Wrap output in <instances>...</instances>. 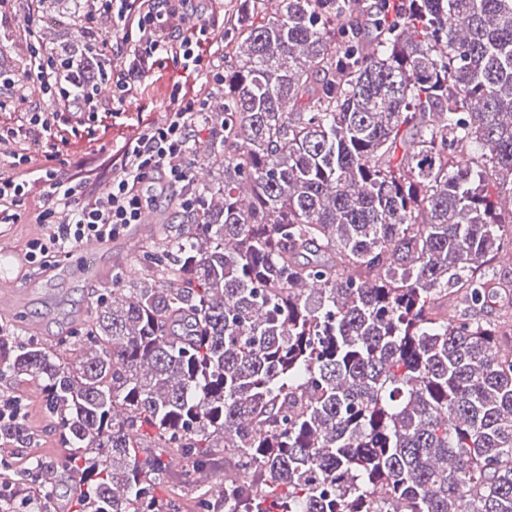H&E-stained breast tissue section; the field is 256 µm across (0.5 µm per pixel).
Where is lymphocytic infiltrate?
Returning a JSON list of instances; mask_svg holds the SVG:
<instances>
[{
  "label": "lymphocytic infiltrate",
  "mask_w": 512,
  "mask_h": 512,
  "mask_svg": "<svg viewBox=\"0 0 512 512\" xmlns=\"http://www.w3.org/2000/svg\"><path fill=\"white\" fill-rule=\"evenodd\" d=\"M189 2L81 0L82 52L73 58L43 41L37 24L43 0H30L22 35L30 67L19 82L40 104L21 123H0V157L10 164L9 172H0V224L18 223L32 190L19 176L32 161L25 142L42 141L49 162L42 177L47 201L36 216L43 231L23 256L29 268L46 270L73 248L111 240L141 223L157 200H172L177 188L186 187L192 134L210 112L215 93L224 89V60L203 56L208 30ZM164 55L201 71L204 92L181 98L175 110L140 126L123 147L120 172L103 188L87 189L78 178L61 180L52 162L68 143V128L100 126L103 99L124 105Z\"/></svg>",
  "instance_id": "lymphocytic-infiltrate-1"
}]
</instances>
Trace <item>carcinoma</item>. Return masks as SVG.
<instances>
[{
	"instance_id": "1",
	"label": "carcinoma",
	"mask_w": 512,
	"mask_h": 512,
	"mask_svg": "<svg viewBox=\"0 0 512 512\" xmlns=\"http://www.w3.org/2000/svg\"><path fill=\"white\" fill-rule=\"evenodd\" d=\"M233 0L194 207L118 269L62 348L0 342L41 380L75 512H175L143 448L242 474L199 512H512V318L493 297L512 196V0ZM25 417L0 446L25 448ZM0 469L47 512L57 468ZM486 277L492 281L510 282L511 293L503 295L496 301L489 303L486 307L478 311V318L483 322H497L508 312L512 314V263L504 259L502 254L491 264L485 267Z\"/></svg>"
}]
</instances>
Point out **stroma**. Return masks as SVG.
<instances>
[{
    "mask_svg": "<svg viewBox=\"0 0 512 512\" xmlns=\"http://www.w3.org/2000/svg\"><path fill=\"white\" fill-rule=\"evenodd\" d=\"M72 5L73 0H46L39 28L48 45L76 41L78 25ZM27 16V0H11L6 9L0 10V43L10 46L8 52L0 54V71L6 75L5 82H0V100L13 103L10 113L0 116V121L6 123L21 120L29 109L27 103L13 100V89L7 82L8 77L22 75L28 67V56L20 46ZM202 84V76L183 69L173 60L159 61L136 97L126 102L123 114L109 119L107 130L99 129L90 134L81 129L70 136L69 144L63 150L64 162L59 167L61 176L81 177L96 184L119 172L120 147L138 127L161 119L172 108L174 87H182L191 96ZM26 148L32 161L25 174L35 181L33 194L27 199L18 223L0 224V272L16 283L21 306L15 314L0 319V328L9 330L14 336L31 337L54 345L72 335V315L90 316L99 289L112 284L113 265L127 269L137 267L140 258L148 251L149 243L140 239L137 229L133 228L106 242L103 248L90 244L78 248L72 256L61 257L58 261L60 274L38 275L25 269L20 259L28 241L38 230L35 219L45 190L44 183L36 179L37 170L45 163L42 148L32 142L27 143ZM0 389L23 400L27 408V424L37 437L36 445L21 450V457L30 461L62 463L68 451L63 448L55 423L45 408L38 380L5 378L0 380ZM233 468V461L226 457L208 476L187 482L176 476L167 477L160 484L158 493L174 497L179 503V512H195L199 498L211 493Z\"/></svg>",
    "mask_w": 512,
    "mask_h": 512,
    "instance_id": "1",
    "label": "stroma"
}]
</instances>
